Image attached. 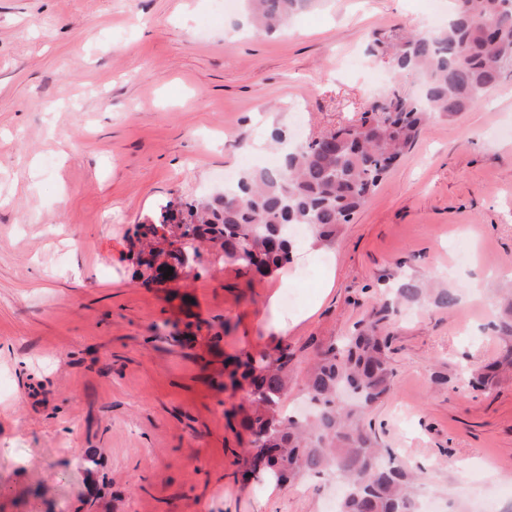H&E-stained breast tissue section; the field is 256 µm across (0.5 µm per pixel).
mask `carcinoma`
Wrapping results in <instances>:
<instances>
[{
	"label": "carcinoma",
	"instance_id": "obj_1",
	"mask_svg": "<svg viewBox=\"0 0 512 512\" xmlns=\"http://www.w3.org/2000/svg\"><path fill=\"white\" fill-rule=\"evenodd\" d=\"M244 2L253 25L271 32L314 0ZM393 67L401 77L419 79L421 95L394 90L375 103L362 120L368 125L363 137L341 127L331 148L320 141L300 144L274 165L244 170L224 193L186 203L197 223H183L166 205L158 223L138 226L140 235L177 224L188 246L204 239L262 276L288 262V227L304 224L320 240H332L434 115H458L512 76V0H456L448 25L409 34ZM388 318L383 305L352 335L319 351L305 387L313 412L303 419L281 411L297 363L290 345L228 357L224 376L231 387L249 392L250 403L224 414L228 426L247 438L242 461L253 480L268 469L282 483L330 470L346 487L338 512H419L415 485L421 476L406 470L363 426L366 411L391 390ZM495 328L502 353L477 374L475 385L512 370L511 292L500 300Z\"/></svg>",
	"mask_w": 512,
	"mask_h": 512
}]
</instances>
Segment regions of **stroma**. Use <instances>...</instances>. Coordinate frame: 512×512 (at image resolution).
<instances>
[{"label":"stroma","mask_w":512,"mask_h":512,"mask_svg":"<svg viewBox=\"0 0 512 512\" xmlns=\"http://www.w3.org/2000/svg\"><path fill=\"white\" fill-rule=\"evenodd\" d=\"M453 0H320L287 28L253 27L241 0H0V512H330L327 473L258 504L235 483L224 353L264 335L274 279L223 251L167 285L138 274L139 224L223 192L244 159L359 123L391 91L409 31ZM512 79L432 120L334 243L291 262L289 313L328 269L320 310L287 342L294 413L318 347L391 309L393 388L366 429L424 476L423 512L512 504V374L497 359L496 294L512 269ZM456 297L428 292L427 271ZM420 288L400 299L402 283ZM183 332L185 347L158 341ZM222 336L213 346V336Z\"/></svg>","instance_id":"obj_1"}]
</instances>
